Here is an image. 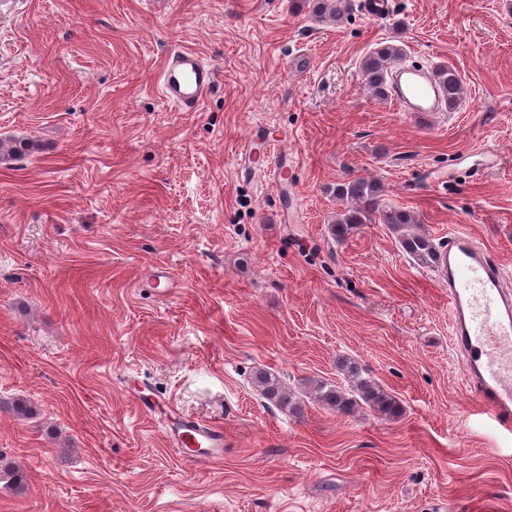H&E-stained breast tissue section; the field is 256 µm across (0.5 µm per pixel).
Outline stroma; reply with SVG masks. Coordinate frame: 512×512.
<instances>
[{
  "mask_svg": "<svg viewBox=\"0 0 512 512\" xmlns=\"http://www.w3.org/2000/svg\"><path fill=\"white\" fill-rule=\"evenodd\" d=\"M455 68L465 96L428 119L375 98L361 63ZM216 84L200 111L161 97L170 50ZM283 136L288 185L245 178L252 129ZM0 512H512V442L480 415L454 349L448 290L383 224L339 242L347 172L444 243L469 234L512 289V0H0ZM288 207L292 219L280 223ZM166 268L169 291L150 282ZM348 358L398 400L294 415L252 384L346 386ZM173 413L222 426L224 455L168 442ZM313 2V15L321 21L341 22L347 14L349 0H307ZM38 147L34 140L27 137L0 139V163L25 157Z\"/></svg>",
  "mask_w": 512,
  "mask_h": 512,
  "instance_id": "stroma-1",
  "label": "stroma"
}]
</instances>
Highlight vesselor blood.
<instances>
[{"label":"vessel or blood","mask_w":512,"mask_h":512,"mask_svg":"<svg viewBox=\"0 0 512 512\" xmlns=\"http://www.w3.org/2000/svg\"><path fill=\"white\" fill-rule=\"evenodd\" d=\"M167 101L181 111H199L215 84L210 65L190 49L170 52L157 79ZM391 101L399 111L426 113L444 108L443 97L421 65L396 69ZM448 290L453 344L464 358V375L483 413L497 430L512 435V294L503 288L499 266L466 234L449 236L439 264ZM173 448H194L202 460L219 458L224 448L221 427L193 419L172 424Z\"/></svg>","instance_id":"vessel-or-blood-1"}]
</instances>
